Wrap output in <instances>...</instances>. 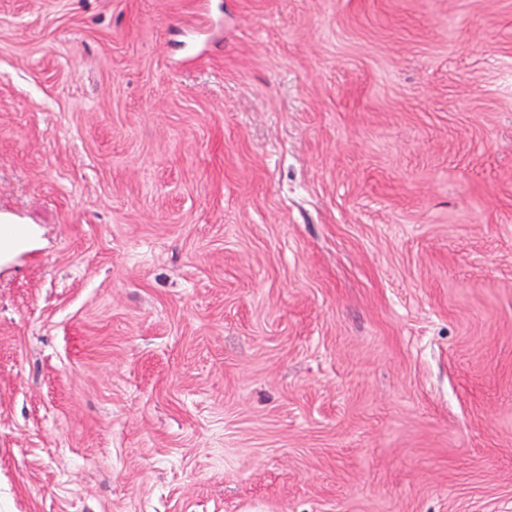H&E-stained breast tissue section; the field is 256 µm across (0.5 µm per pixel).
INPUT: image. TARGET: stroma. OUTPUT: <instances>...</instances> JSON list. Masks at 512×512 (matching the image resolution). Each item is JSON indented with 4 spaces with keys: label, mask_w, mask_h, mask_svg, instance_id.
<instances>
[{
    "label": "stroma",
    "mask_w": 512,
    "mask_h": 512,
    "mask_svg": "<svg viewBox=\"0 0 512 512\" xmlns=\"http://www.w3.org/2000/svg\"><path fill=\"white\" fill-rule=\"evenodd\" d=\"M0 512H512V0H0Z\"/></svg>",
    "instance_id": "35a3bbf8"
}]
</instances>
